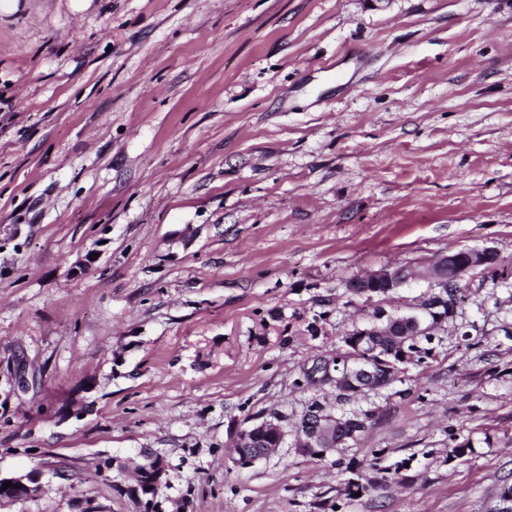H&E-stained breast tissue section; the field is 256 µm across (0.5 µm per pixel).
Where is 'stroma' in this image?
<instances>
[{
    "mask_svg": "<svg viewBox=\"0 0 512 512\" xmlns=\"http://www.w3.org/2000/svg\"><path fill=\"white\" fill-rule=\"evenodd\" d=\"M485 247L434 359L339 401L315 366L429 293L346 279ZM314 400L371 412L361 439L299 454ZM276 415L279 453L235 466L234 430ZM145 448L162 512H493L512 0H0V473L45 488L6 512H132L104 463ZM375 452L398 474L347 498ZM143 462L139 464V477L143 478L147 485L156 489L168 484L169 464L167 460L154 452L141 455Z\"/></svg>",
    "mask_w": 512,
    "mask_h": 512,
    "instance_id": "35a3bbf8",
    "label": "stroma"
}]
</instances>
